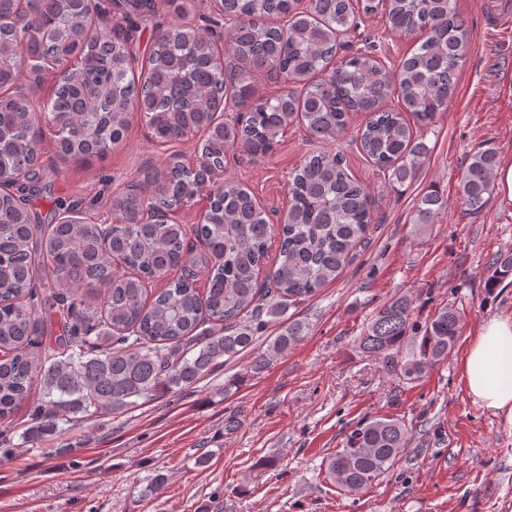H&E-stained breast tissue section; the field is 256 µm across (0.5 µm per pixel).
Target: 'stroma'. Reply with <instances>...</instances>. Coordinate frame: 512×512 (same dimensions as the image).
I'll return each instance as SVG.
<instances>
[{
  "label": "stroma",
  "instance_id": "obj_1",
  "mask_svg": "<svg viewBox=\"0 0 512 512\" xmlns=\"http://www.w3.org/2000/svg\"><path fill=\"white\" fill-rule=\"evenodd\" d=\"M457 9L472 44L446 111L424 131L429 157L412 182L389 183L359 149L361 112L350 114L334 141L317 142L294 122L266 156L228 152L227 175L267 208L287 210L289 174L317 149L340 153L374 198L368 246L295 306V319L309 326L303 340L260 372L252 371L255 352L248 350L183 393L121 414L100 412L36 443L27 433L46 403L32 390L0 427V512H512V414L474 403L461 377L481 325L512 317V283L486 287L492 258L512 250V202L494 192L473 214L457 200L473 153L491 146L500 161H512V0H457ZM181 20L217 39L231 25L220 0H156L155 12L126 19L141 50ZM339 43V56L369 46L393 70L414 46L378 14L359 15ZM40 136L45 191L34 208L45 223L58 199L111 223L112 197L127 183L163 168L172 154L196 161V137L158 145L136 112L124 143L100 159L61 160L49 132ZM430 189L448 205L434 224L419 227L414 207ZM398 296L411 299L421 322L448 304L463 313L447 361L412 384L387 377L354 346L365 318ZM232 378L240 386L225 391ZM378 414L408 428L398 461L367 489H337L325 473L327 456L360 419ZM203 452L210 458L202 465ZM264 458L276 467L256 469ZM159 473L164 486L145 497Z\"/></svg>",
  "mask_w": 512,
  "mask_h": 512
}]
</instances>
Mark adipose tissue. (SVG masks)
<instances>
[{
	"label": "adipose tissue",
	"instance_id": "adipose-tissue-1",
	"mask_svg": "<svg viewBox=\"0 0 512 512\" xmlns=\"http://www.w3.org/2000/svg\"><path fill=\"white\" fill-rule=\"evenodd\" d=\"M462 372L473 402L512 414V320L483 324L466 351Z\"/></svg>",
	"mask_w": 512,
	"mask_h": 512
}]
</instances>
